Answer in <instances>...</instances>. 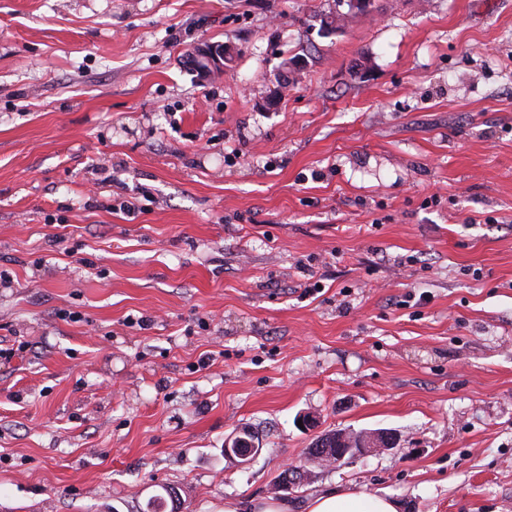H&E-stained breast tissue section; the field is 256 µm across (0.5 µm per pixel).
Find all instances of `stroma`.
Returning a JSON list of instances; mask_svg holds the SVG:
<instances>
[{
  "label": "stroma",
  "mask_w": 512,
  "mask_h": 512,
  "mask_svg": "<svg viewBox=\"0 0 512 512\" xmlns=\"http://www.w3.org/2000/svg\"><path fill=\"white\" fill-rule=\"evenodd\" d=\"M0 271V512H512V0H0ZM231 48L227 45L206 46L199 49L196 58L204 63L201 73L207 72L208 69L223 68L230 61ZM342 433L343 432H328L318 436L312 443L311 448L308 449V455L321 461L335 462L336 455H342L344 452H346V449L342 448H358L359 451L356 452L355 457L364 456L388 449L385 448L386 444L381 442V436H378L381 441H378L375 437L367 440L368 446L370 445L371 447L360 448L358 439L355 440L354 446L350 445L347 443L346 439L342 438ZM162 493L152 495L146 503V512H164L168 507V500L171 503L170 512L180 511V502L173 488L166 485H157ZM396 500L365 491H326L311 496L304 512H399Z\"/></svg>",
  "instance_id": "1"
}]
</instances>
